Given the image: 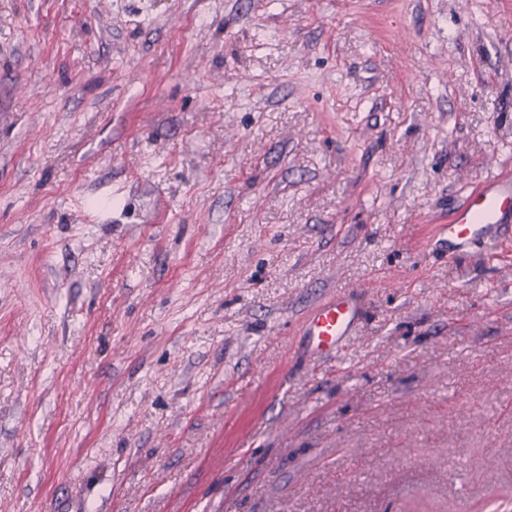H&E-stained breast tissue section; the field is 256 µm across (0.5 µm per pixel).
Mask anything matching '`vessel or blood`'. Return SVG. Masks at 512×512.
<instances>
[{"instance_id":"vessel-or-blood-1","label":"vessel or blood","mask_w":512,"mask_h":512,"mask_svg":"<svg viewBox=\"0 0 512 512\" xmlns=\"http://www.w3.org/2000/svg\"><path fill=\"white\" fill-rule=\"evenodd\" d=\"M512 222V177L497 175L478 179L440 233L449 259H459L474 242H492L501 225ZM365 316L358 294L337 291L313 307L301 320L300 334L312 354L336 356Z\"/></svg>"}]
</instances>
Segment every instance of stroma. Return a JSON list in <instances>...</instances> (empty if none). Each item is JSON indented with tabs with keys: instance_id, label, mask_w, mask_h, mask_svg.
Here are the masks:
<instances>
[{
	"instance_id": "1",
	"label": "stroma",
	"mask_w": 512,
	"mask_h": 512,
	"mask_svg": "<svg viewBox=\"0 0 512 512\" xmlns=\"http://www.w3.org/2000/svg\"><path fill=\"white\" fill-rule=\"evenodd\" d=\"M506 173L512 0H0V512H512ZM512 221V177L477 180L448 224L439 225L449 260L459 259L474 242H492L498 229ZM364 316L359 295L340 290L303 317L299 323L300 336L305 338L313 355L335 357Z\"/></svg>"
}]
</instances>
